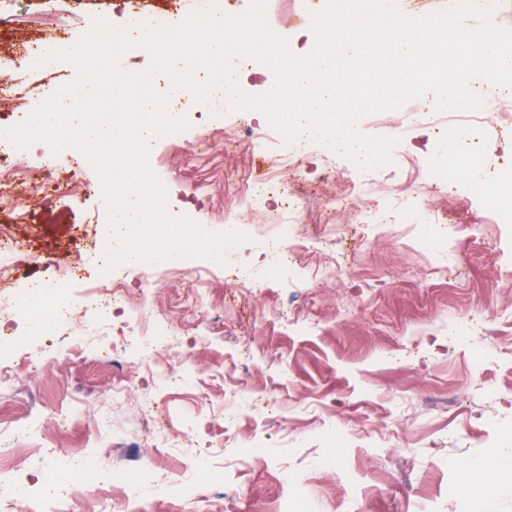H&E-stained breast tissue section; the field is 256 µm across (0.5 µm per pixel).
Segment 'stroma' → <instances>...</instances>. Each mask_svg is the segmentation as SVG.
<instances>
[{
	"mask_svg": "<svg viewBox=\"0 0 512 512\" xmlns=\"http://www.w3.org/2000/svg\"><path fill=\"white\" fill-rule=\"evenodd\" d=\"M45 0H12L15 23L0 32V54L18 55ZM326 0H268L266 21L282 37L304 35ZM170 0H83L72 17L69 41L93 18L114 26L129 11L169 7ZM487 121L435 107L425 95L405 104L392 122L366 115L360 133L394 137V163L359 170L319 140L265 144L278 156L277 171L290 193L318 195L301 212L276 194L259 208L246 206L240 179L253 161L246 130L256 120L231 112L224 133L197 119L186 130L150 141L148 161L167 185L168 208L213 231L235 214L246 242L227 252L226 264L208 258L201 286L153 269L123 264L114 282L153 309L150 341L113 349V309L89 302L75 284L71 300L96 329L74 345L69 326L50 342L28 344L0 364V426H30L32 438L12 448L21 471L12 479L16 507L34 504L46 473L76 459L96 461L107 493L96 512H125L141 499L146 512H284L303 501V512H512V468L499 459L512 448V224H491L473 184L495 186L512 171V98L478 85ZM469 133L464 149L476 160L442 188L419 185V164L447 162L453 132ZM208 146L220 167H188L186 145ZM91 163L78 166L32 206L26 223L12 225L25 248L61 263L74 261L108 235L101 195L81 191L96 180ZM389 192L384 230L365 226L351 186ZM426 209L449 223L447 243L428 241L410 209ZM298 227L292 258L268 241L277 225ZM335 253L334 281L314 288L310 279ZM277 277L261 288H238L270 269ZM113 349L112 357L102 352ZM195 374L192 390L158 387L153 363ZM124 382L117 399L112 385ZM110 417L100 429L98 412ZM197 414L183 432L185 412ZM248 448L261 462L243 461ZM484 462L479 493L462 486L474 462ZM128 478H121V467ZM295 482L283 484L282 472ZM199 490L188 499L179 488Z\"/></svg>",
	"mask_w": 512,
	"mask_h": 512,
	"instance_id": "stroma-1",
	"label": "stroma"
}]
</instances>
